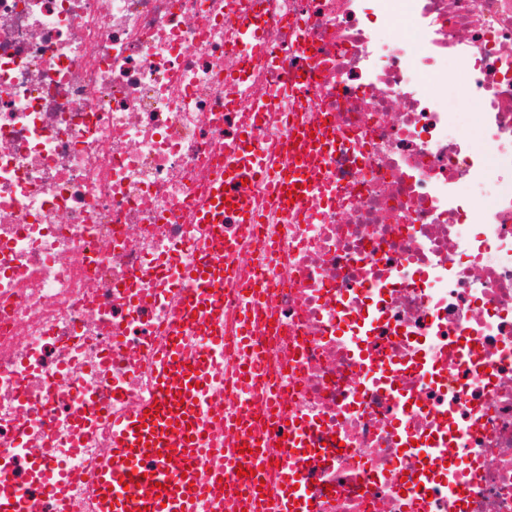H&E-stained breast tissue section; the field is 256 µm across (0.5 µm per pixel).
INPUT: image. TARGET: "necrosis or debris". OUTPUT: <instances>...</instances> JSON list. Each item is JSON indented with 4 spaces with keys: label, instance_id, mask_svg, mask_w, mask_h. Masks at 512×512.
Segmentation results:
<instances>
[{
    "label": "necrosis or debris",
    "instance_id": "obj_1",
    "mask_svg": "<svg viewBox=\"0 0 512 512\" xmlns=\"http://www.w3.org/2000/svg\"><path fill=\"white\" fill-rule=\"evenodd\" d=\"M173 345L201 480L512 512V0H0V512H99Z\"/></svg>",
    "mask_w": 512,
    "mask_h": 512
}]
</instances>
